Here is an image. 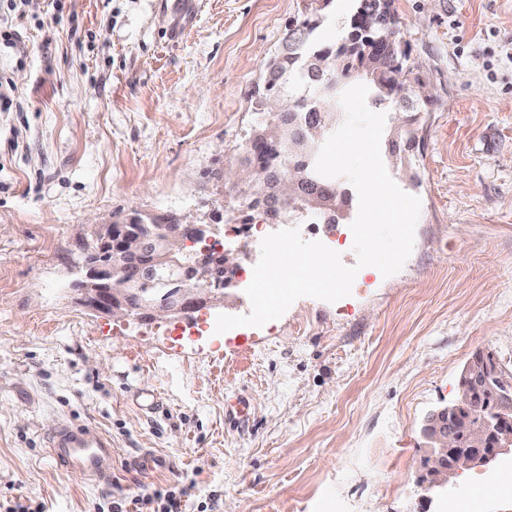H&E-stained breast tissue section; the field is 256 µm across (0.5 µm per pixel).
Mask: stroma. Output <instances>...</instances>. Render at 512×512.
<instances>
[{"label":"stroma","mask_w":512,"mask_h":512,"mask_svg":"<svg viewBox=\"0 0 512 512\" xmlns=\"http://www.w3.org/2000/svg\"><path fill=\"white\" fill-rule=\"evenodd\" d=\"M162 2L33 0L0 45L15 86L0 112V512H94L168 487L182 512H512V485L474 492L512 455L440 493L419 483L421 428L467 360L486 347L512 370V0L394 2L436 99L412 149L385 109L383 162L421 200L402 269L361 268L337 302L302 297L222 334L218 314L251 309L244 287L189 322L103 318L69 293L96 224L133 209L220 201L224 223L276 230L216 188L265 118L255 88L301 0H200L191 19ZM340 186L337 223L298 229L351 266L358 198ZM63 418L111 437L115 483L51 460L43 434Z\"/></svg>","instance_id":"obj_1"}]
</instances>
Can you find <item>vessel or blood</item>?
Instances as JSON below:
<instances>
[{
  "label": "vessel or blood",
  "instance_id": "1",
  "mask_svg": "<svg viewBox=\"0 0 512 512\" xmlns=\"http://www.w3.org/2000/svg\"><path fill=\"white\" fill-rule=\"evenodd\" d=\"M48 448L67 471L111 483L115 456L111 440L99 429L74 422L57 423L48 433Z\"/></svg>",
  "mask_w": 512,
  "mask_h": 512
}]
</instances>
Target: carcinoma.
I'll return each mask as SVG.
<instances>
[{"instance_id":"cac0c4a2","label":"carcinoma","mask_w":512,"mask_h":512,"mask_svg":"<svg viewBox=\"0 0 512 512\" xmlns=\"http://www.w3.org/2000/svg\"><path fill=\"white\" fill-rule=\"evenodd\" d=\"M344 42L321 44L317 31L325 14L302 13L286 28L281 51L268 62L263 80V102L276 108L271 124L281 129L280 143L266 141L267 125L256 127L241 166L258 168V182L247 186L251 209L262 211L270 204L281 209L282 220L304 213L334 212L346 203V194L334 178L318 175L315 162L328 125L338 109V88L360 78L367 83L372 103L390 104L402 112L397 137H411L420 114L429 112L434 96L411 97L407 87L427 75L410 61L399 38L394 0H354ZM500 400L486 390L476 406L448 413V425L460 438L482 415L492 413Z\"/></svg>"}]
</instances>
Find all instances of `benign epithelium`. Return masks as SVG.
I'll return each instance as SVG.
<instances>
[{"instance_id":"benign-epithelium-1","label":"benign epithelium","mask_w":512,"mask_h":512,"mask_svg":"<svg viewBox=\"0 0 512 512\" xmlns=\"http://www.w3.org/2000/svg\"><path fill=\"white\" fill-rule=\"evenodd\" d=\"M163 220L154 234L125 224L100 225L99 247H109L110 257L100 260L95 249L84 254L83 277L73 286L76 303L102 317L146 322L189 319L204 308L224 306V285L239 267V251L205 249L183 258L186 242L219 234L221 215L212 213L204 223L189 214L165 213ZM162 265L178 271L176 287H138V281ZM494 386L512 390V372L500 365L493 351L481 349L461 374L453 405L468 406L476 392ZM511 415L512 397L506 395L494 420L485 419L474 430L473 447L460 452L457 437L448 428V409L433 414L422 428L425 448L420 467L427 488L443 489L462 471L488 466L511 453L512 430L503 428V420Z\"/></svg>"}]
</instances>
